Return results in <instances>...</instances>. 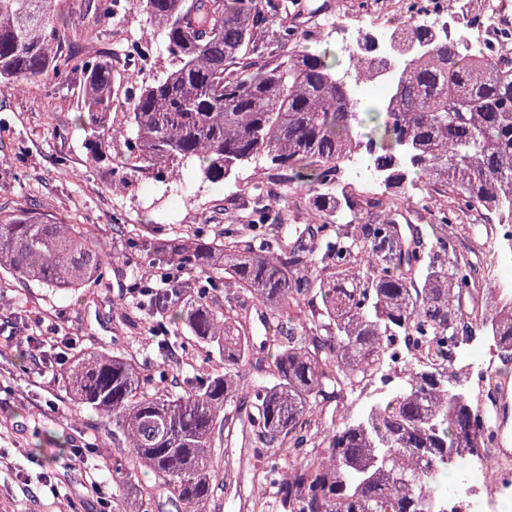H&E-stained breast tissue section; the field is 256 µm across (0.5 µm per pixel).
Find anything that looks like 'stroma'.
Wrapping results in <instances>:
<instances>
[{"instance_id":"obj_1","label":"stroma","mask_w":512,"mask_h":512,"mask_svg":"<svg viewBox=\"0 0 512 512\" xmlns=\"http://www.w3.org/2000/svg\"><path fill=\"white\" fill-rule=\"evenodd\" d=\"M304 2L305 17L289 25L296 46L307 49L336 41L316 27L318 14L351 21L375 11L395 24L406 12L405 0ZM149 27L146 15L130 5L80 48L88 56L110 51L115 112H127V88L140 81L125 65L124 46ZM84 109L78 73L64 84L45 78L19 93L0 90V211L26 208L53 222L91 225L113 256L103 281L76 290L41 288L0 270V512H112L117 487L103 459L120 453L99 416L75 400L70 365L82 354L115 353L155 374L160 314L137 301L145 250L186 234L217 237L228 216L248 217L247 168L223 186L188 175L184 192L144 179L112 188L85 147L77 121ZM177 334L180 349L163 380L174 392L185 376L206 374L217 359L186 326Z\"/></svg>"}]
</instances>
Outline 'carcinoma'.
<instances>
[{"mask_svg":"<svg viewBox=\"0 0 512 512\" xmlns=\"http://www.w3.org/2000/svg\"><path fill=\"white\" fill-rule=\"evenodd\" d=\"M87 5L102 22L112 0H0V83L19 87L81 71L92 160L112 164L122 141L120 184L148 178L184 186V173L221 185L247 166L267 165L290 190L312 201L310 224L291 245L276 233L233 228L206 241L185 237L142 264L178 262L233 291L194 296L172 277L161 308L169 323L218 350L202 379L177 393L144 390L140 368L121 354L77 357L68 383L78 403L112 426V446L128 448L112 469L113 512H203L218 474L214 448L248 435L246 457L257 482L284 472L279 512H429L448 480V457L465 462L481 428L472 401L426 373L362 415L327 419L349 399L396 336H419L424 357L448 356V340L490 337L512 350V298L477 320L463 304L476 287L480 256L456 248L477 221L512 222V58L481 46L460 51L417 15L393 28V56L403 61L389 93L352 98V82L373 68L374 39L361 40L351 63L325 44L314 50L270 48L286 28L288 0H135L172 57L171 68L134 94L123 125L112 122V62L63 59L61 39L93 38L72 22ZM369 131V154L385 199L336 183L347 165L355 121ZM448 199L425 231L404 218L413 205ZM344 227L329 234L334 217ZM111 263L85 224L45 221L24 208L0 213V269L46 288L98 282ZM287 321L252 342L241 319L244 299ZM150 469L153 487L135 482Z\"/></svg>","mask_w":512,"mask_h":512,"instance_id":"cac0c4a2","label":"carcinoma"}]
</instances>
